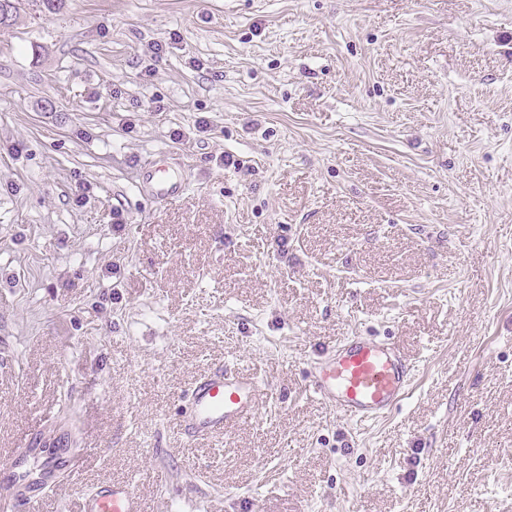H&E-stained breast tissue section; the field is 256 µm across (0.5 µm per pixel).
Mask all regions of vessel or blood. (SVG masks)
I'll return each mask as SVG.
<instances>
[{
	"mask_svg": "<svg viewBox=\"0 0 512 512\" xmlns=\"http://www.w3.org/2000/svg\"><path fill=\"white\" fill-rule=\"evenodd\" d=\"M186 173L176 158L163 153L142 170L137 186L141 193L164 203L182 193ZM412 363L392 343L355 335L322 352L309 368L308 391L340 416L375 420L392 411L410 386ZM271 397L266 382L218 365L199 378L183 395V406L174 421L185 442L227 433L252 419ZM78 512H141L128 483L112 481L86 494Z\"/></svg>",
	"mask_w": 512,
	"mask_h": 512,
	"instance_id": "b4317fda",
	"label": "vessel or blood"
}]
</instances>
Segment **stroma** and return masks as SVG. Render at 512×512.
Masks as SVG:
<instances>
[{
	"mask_svg": "<svg viewBox=\"0 0 512 512\" xmlns=\"http://www.w3.org/2000/svg\"><path fill=\"white\" fill-rule=\"evenodd\" d=\"M161 152L189 170L166 204L135 187ZM361 333L414 365L378 421L306 390ZM219 364L273 395L184 445ZM0 479L33 512L113 479L142 512H512V0H69L0 28Z\"/></svg>",
	"mask_w": 512,
	"mask_h": 512,
	"instance_id": "35a3bbf8",
	"label": "stroma"
}]
</instances>
